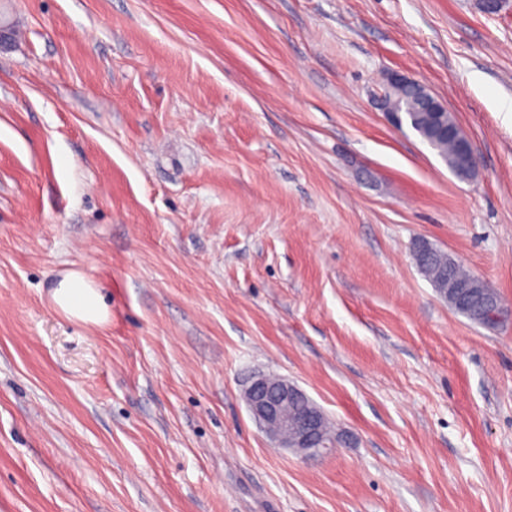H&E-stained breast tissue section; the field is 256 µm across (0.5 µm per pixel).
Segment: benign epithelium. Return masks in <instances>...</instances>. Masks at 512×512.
<instances>
[{
    "mask_svg": "<svg viewBox=\"0 0 512 512\" xmlns=\"http://www.w3.org/2000/svg\"><path fill=\"white\" fill-rule=\"evenodd\" d=\"M408 86L418 88L421 104L428 113L446 111L443 102L424 85L395 72L388 78L384 98L391 92ZM302 396V390L280 377L259 375L244 390V398L255 421L281 448H291L304 456L320 455L334 447L322 436L323 412L312 406L294 420H288V406Z\"/></svg>",
    "mask_w": 512,
    "mask_h": 512,
    "instance_id": "7a95c632",
    "label": "benign epithelium"
}]
</instances>
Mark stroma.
<instances>
[{
  "instance_id": "1",
  "label": "stroma",
  "mask_w": 512,
  "mask_h": 512,
  "mask_svg": "<svg viewBox=\"0 0 512 512\" xmlns=\"http://www.w3.org/2000/svg\"><path fill=\"white\" fill-rule=\"evenodd\" d=\"M0 512H512V0H0ZM405 74L478 159L380 106ZM425 241L501 300L418 271ZM110 317L55 312L68 271ZM339 441L303 458L255 373ZM415 262L420 273L444 295L446 288H453L455 283H465L469 288L448 290V301L453 308L468 319L484 325L483 313L491 304H499V297L493 290L475 288L471 282V274L447 253L420 243L415 250ZM461 289L465 291L461 293ZM459 290V291H457ZM452 293V294H451ZM302 396V390L287 379L256 376L244 390V398L255 421L281 448H291L304 456H316L330 450L322 436L323 412L315 405L288 421V406ZM288 430L291 437H288Z\"/></svg>"
}]
</instances>
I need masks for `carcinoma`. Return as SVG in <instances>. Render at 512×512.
Returning <instances> with one entry per match:
<instances>
[{
  "label": "carcinoma",
  "mask_w": 512,
  "mask_h": 512,
  "mask_svg": "<svg viewBox=\"0 0 512 512\" xmlns=\"http://www.w3.org/2000/svg\"><path fill=\"white\" fill-rule=\"evenodd\" d=\"M393 106L404 112L407 121L416 123L415 131L435 149L442 159L448 161V167L454 168L460 142L441 132L448 124V116L437 115L431 119L421 112V101L413 90H403L393 98ZM415 262L420 273L436 288L440 294L451 289L448 301L463 316L483 323L485 308L499 303L498 295L485 288H475L471 282V274L462 265L455 263L447 253L420 243L415 250Z\"/></svg>",
  "instance_id": "cac0c4a2"
}]
</instances>
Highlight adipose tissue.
<instances>
[{
  "mask_svg": "<svg viewBox=\"0 0 512 512\" xmlns=\"http://www.w3.org/2000/svg\"><path fill=\"white\" fill-rule=\"evenodd\" d=\"M54 311L86 325L100 326L109 319V309L99 287L81 272L66 273L51 291Z\"/></svg>",
  "mask_w": 512,
  "mask_h": 512,
  "instance_id": "obj_1",
  "label": "adipose tissue"
}]
</instances>
